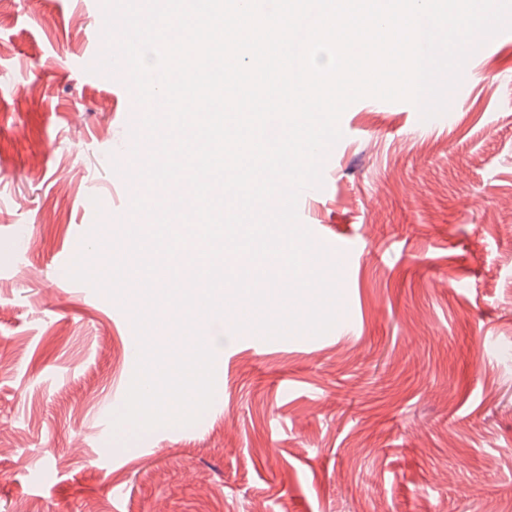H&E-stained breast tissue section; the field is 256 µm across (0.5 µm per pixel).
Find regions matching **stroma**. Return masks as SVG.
<instances>
[{"instance_id": "obj_1", "label": "stroma", "mask_w": 512, "mask_h": 512, "mask_svg": "<svg viewBox=\"0 0 512 512\" xmlns=\"http://www.w3.org/2000/svg\"><path fill=\"white\" fill-rule=\"evenodd\" d=\"M103 18V0H0V512L512 502V36L468 59L437 122L374 98L344 112L302 220L326 262L357 246L338 270L353 335L207 322L214 401L147 447L99 433L135 371L131 307L56 267L93 251L106 273L128 214L130 92L77 65Z\"/></svg>"}]
</instances>
